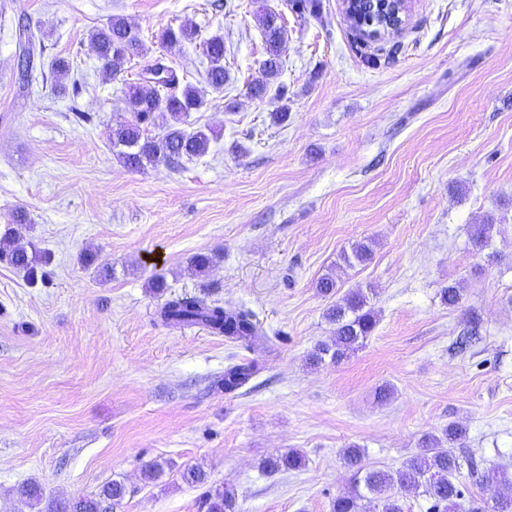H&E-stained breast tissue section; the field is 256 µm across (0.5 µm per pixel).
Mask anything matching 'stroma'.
<instances>
[{
	"label": "stroma",
	"mask_w": 512,
	"mask_h": 512,
	"mask_svg": "<svg viewBox=\"0 0 512 512\" xmlns=\"http://www.w3.org/2000/svg\"><path fill=\"white\" fill-rule=\"evenodd\" d=\"M319 4L313 19L286 0H0V233L49 256L34 284L0 262V512H28L25 481L64 501L112 480L126 487L113 512H198L206 488L233 491L241 512H331L352 486L348 445L395 470L451 423L467 430L451 453L512 472V0H409L402 29L368 46L343 0ZM264 6L286 29L284 100L245 91L265 57ZM114 15L197 86L198 45L157 37L184 22L223 34L230 79L190 117L213 135L206 155L175 169L117 160L122 90L145 60L104 77L87 33ZM21 21L47 34L28 86ZM16 209L27 223H11ZM487 220L478 252L471 234ZM368 239L371 260L343 264ZM200 252L218 256L203 277L189 266ZM90 254L109 277L85 267ZM157 272L161 294L148 287ZM326 275L343 293L375 288L379 322L350 358L313 366L333 332V300L316 288ZM451 285L454 306L440 296ZM173 295L245 306L275 340L245 349L164 326ZM473 315L478 339L452 352ZM242 359L261 373L214 390ZM291 450L302 469L262 470ZM188 467L204 485L181 479Z\"/></svg>",
	"instance_id": "1"
}]
</instances>
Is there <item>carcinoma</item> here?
Returning <instances> with one entry per match:
<instances>
[{
	"label": "carcinoma",
	"mask_w": 512,
	"mask_h": 512,
	"mask_svg": "<svg viewBox=\"0 0 512 512\" xmlns=\"http://www.w3.org/2000/svg\"><path fill=\"white\" fill-rule=\"evenodd\" d=\"M373 0H357L355 12L363 19V26L373 22L378 26L382 14L372 8ZM266 58L260 65L262 77L248 86V93L262 97L272 82L281 75L283 64L280 46L285 35L281 15L271 9L262 16ZM19 54L31 59L36 50L44 48L43 35L26 25L19 30ZM198 38L197 28L191 23L168 27L160 34L163 45L193 43ZM96 51L102 74L112 77L120 73L127 61L148 54L146 47L133 26L122 16L112 17L106 25L92 29L87 34ZM208 66L204 82L215 91L224 89L228 72L224 66V36L215 33L201 43ZM124 110L130 119L121 122L113 131L116 157L128 169L140 170L147 164L163 163L178 168L185 160L200 157L208 151L209 136L202 130L188 129L191 113L203 104L200 89L187 82L181 83L176 69L163 58H156L140 73V81L129 83L123 90ZM160 132L148 134L150 128ZM492 224L477 225L472 237L473 248L479 252L489 246ZM373 254L372 242H359L342 260L349 266L369 261ZM5 262L24 273L33 281L47 264V257L35 246L27 248L15 244L10 232L0 236V262ZM160 320L167 326H202L221 335L230 342L249 346L266 338V334L252 311L245 307L223 305L216 300L196 296H174L163 304ZM327 319L334 325L333 336L318 343L310 360L319 364L326 360L340 363L354 353L374 332L377 314L370 304V297L361 289H353L327 310ZM261 370L258 362L249 360L230 364L224 375L215 380V386L230 394L246 386ZM466 430L450 424L441 433H427L418 443L417 452L395 470L370 469L362 463L361 448L352 445L345 449L344 463L354 471L351 490L332 501L331 512H370L368 504L381 503L382 512H402L400 494L422 490L430 500L429 512H512V476L504 469L488 470L480 474V481L503 486L508 492L499 494L492 505L466 497L461 470L477 473L471 456H455L444 449V444L463 443ZM305 464L298 451L269 458L262 468L270 472L293 471ZM21 500L31 512H98L102 501L115 503L126 493L124 484L112 481L102 487L94 498H77L56 502L44 497L42 487L35 482L17 488ZM201 512H239L235 495L229 490H207L200 502Z\"/></svg>",
	"instance_id": "obj_1"
}]
</instances>
